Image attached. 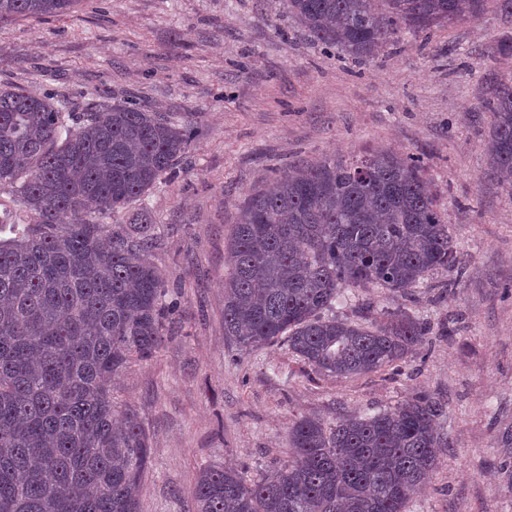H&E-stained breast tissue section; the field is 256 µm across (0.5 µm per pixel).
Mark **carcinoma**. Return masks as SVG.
I'll list each match as a JSON object with an SVG mask.
<instances>
[{"label": "carcinoma", "mask_w": 512, "mask_h": 512, "mask_svg": "<svg viewBox=\"0 0 512 512\" xmlns=\"http://www.w3.org/2000/svg\"><path fill=\"white\" fill-rule=\"evenodd\" d=\"M487 0H284L313 41L358 63L401 37L478 17ZM79 0H0V21L67 15ZM489 172L512 190V73L491 74ZM194 121L114 102L72 112L0 86V512H139L150 439L115 423L112 379L159 348L170 312L150 261L156 225L128 212L179 166ZM419 158L324 157L254 189L228 245L224 335L238 350L282 344L320 375L351 378L404 358L426 335L404 314L364 325L333 313L352 288L406 293L456 273L448 225ZM442 407L419 398L334 422L303 417L293 457L247 482L210 467L195 512H404L436 468Z\"/></svg>", "instance_id": "cac0c4a2"}]
</instances>
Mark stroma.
Masks as SVG:
<instances>
[{"instance_id":"1","label":"stroma","mask_w":512,"mask_h":512,"mask_svg":"<svg viewBox=\"0 0 512 512\" xmlns=\"http://www.w3.org/2000/svg\"><path fill=\"white\" fill-rule=\"evenodd\" d=\"M272 0H81L72 14L0 23V84L77 112L136 100L195 113L184 164L141 204L163 231L152 261L176 304L153 358L112 385L152 440L140 512H193L198 472L256 480L292 457L296 420L376 413L427 397L445 414L438 465L406 512H512V191L488 172L489 74L512 23L495 7L355 63L324 51ZM389 149L422 157L463 273L412 294L357 288L338 316L405 312L427 333L360 377L313 373L282 345L241 353L224 334L236 206L301 161Z\"/></svg>"}]
</instances>
